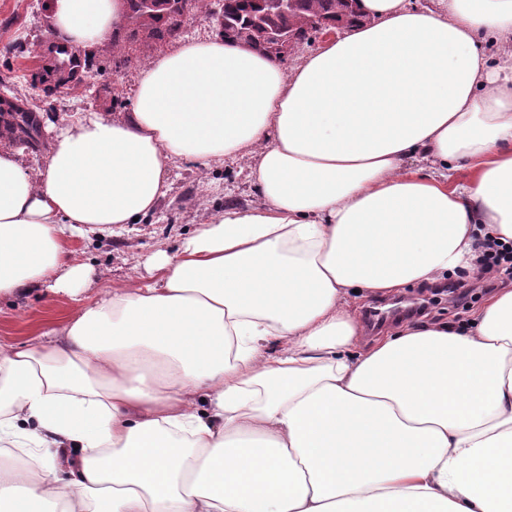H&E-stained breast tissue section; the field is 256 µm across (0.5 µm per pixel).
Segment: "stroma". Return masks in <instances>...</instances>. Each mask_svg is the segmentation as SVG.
I'll use <instances>...</instances> for the list:
<instances>
[{
    "mask_svg": "<svg viewBox=\"0 0 512 512\" xmlns=\"http://www.w3.org/2000/svg\"><path fill=\"white\" fill-rule=\"evenodd\" d=\"M42 0H0V77L7 85L25 89V59L14 57L12 48L38 34L44 28ZM140 61L133 60L118 70L106 71L99 84L111 87L119 104L112 105L91 97H65L54 103L38 101V108L54 107L63 116L79 109L91 108L113 119H121L131 110L132 91ZM255 184L248 177V163L243 159H228L224 164L203 172L182 161L172 172L168 196L149 220L132 225L122 237L109 234L90 235L72 241L77 258L93 266L95 273L88 290L80 301L55 298L44 291L23 297L0 300V345L26 343L39 331L57 327L73 315L80 304L91 302L104 289L121 286L146 274L144 261L156 249L176 250L183 236L191 232L200 220L223 211L226 204L257 202ZM436 284L426 283L405 288L400 295H388L385 304L428 301L430 313L451 323L468 318L470 309L478 308L482 297L470 302L469 310L449 307L446 299L436 296Z\"/></svg>",
    "mask_w": 512,
    "mask_h": 512,
    "instance_id": "stroma-1",
    "label": "stroma"
}]
</instances>
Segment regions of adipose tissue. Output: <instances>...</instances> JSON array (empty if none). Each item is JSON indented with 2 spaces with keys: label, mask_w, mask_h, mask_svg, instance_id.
<instances>
[{
  "label": "adipose tissue",
  "mask_w": 512,
  "mask_h": 512,
  "mask_svg": "<svg viewBox=\"0 0 512 512\" xmlns=\"http://www.w3.org/2000/svg\"><path fill=\"white\" fill-rule=\"evenodd\" d=\"M293 71L222 35L138 73L122 119L0 150V299L73 298L78 236L126 231L180 161L245 159L226 205L59 329L0 346V512H512V289L365 343L353 294L475 268L512 240V0H357ZM89 54L123 0H51Z\"/></svg>",
  "instance_id": "ef3b65f1"
}]
</instances>
